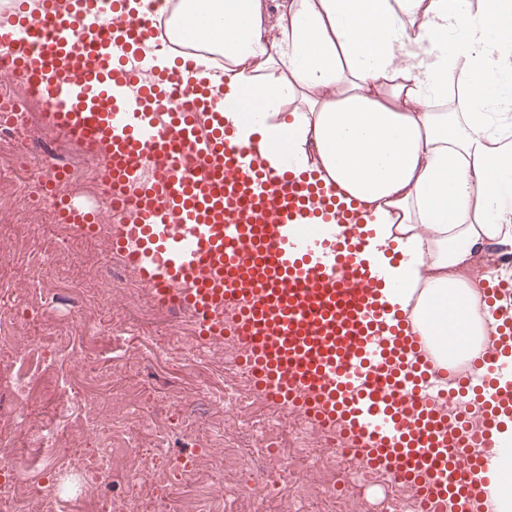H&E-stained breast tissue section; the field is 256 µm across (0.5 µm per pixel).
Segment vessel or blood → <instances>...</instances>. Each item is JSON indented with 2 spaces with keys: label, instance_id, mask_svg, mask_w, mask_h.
Listing matches in <instances>:
<instances>
[{
  "label": "vessel or blood",
  "instance_id": "1",
  "mask_svg": "<svg viewBox=\"0 0 512 512\" xmlns=\"http://www.w3.org/2000/svg\"><path fill=\"white\" fill-rule=\"evenodd\" d=\"M0 57L33 93H49L50 127L102 160L112 250L158 302L232 336L256 388L314 426L352 440L361 466H390L443 512H481L486 455L512 419V286L483 288L495 339L465 379L443 387L406 313L387 323L389 283L367 255V218L292 167L273 171L238 142L195 64L144 71L155 33L129 0H41ZM62 223L90 232L86 208L58 201ZM486 417L471 429L467 412Z\"/></svg>",
  "mask_w": 512,
  "mask_h": 512
}]
</instances>
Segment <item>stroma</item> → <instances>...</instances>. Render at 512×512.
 Here are the masks:
<instances>
[{
    "mask_svg": "<svg viewBox=\"0 0 512 512\" xmlns=\"http://www.w3.org/2000/svg\"><path fill=\"white\" fill-rule=\"evenodd\" d=\"M28 146L34 154L52 156L64 169H95L96 162L56 130L46 126L42 111L29 115ZM75 283L83 290V320L88 326L82 343L93 375L105 387H117L134 402L135 415L145 417L149 428L138 430L142 445L162 430L172 437L165 463L168 478L154 496L142 495L136 484L118 486V493L135 499L138 512H181L183 492L194 476L181 470L178 457L188 439L219 442L224 437V417L210 405L224 390V372L208 344L188 346L195 325L188 316L166 314L142 295L112 304L105 290L123 291L137 285L135 273L124 270L112 252L111 240L94 233L85 235L59 223L56 213H38L16 201L14 211L0 215V312L16 311L15 342L0 343V404L13 410L17 430L0 431V444H11L19 430L55 417L56 392L46 384L40 395L15 398L14 369L26 354L24 341L46 328L58 335L78 333V320L67 301L60 300L43 311L30 310L27 294ZM123 328L116 339L114 325ZM252 416L260 420L275 453L264 459L245 458L233 477L234 483H253L265 467L294 470V481L303 484L309 474L281 453L290 436L280 426L273 409L257 405Z\"/></svg>",
    "mask_w": 512,
    "mask_h": 512,
    "instance_id": "obj_1",
    "label": "stroma"
}]
</instances>
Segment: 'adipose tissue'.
<instances>
[{"instance_id": "1", "label": "adipose tissue", "mask_w": 512, "mask_h": 512, "mask_svg": "<svg viewBox=\"0 0 512 512\" xmlns=\"http://www.w3.org/2000/svg\"><path fill=\"white\" fill-rule=\"evenodd\" d=\"M197 77L249 95L238 126L271 169L291 159L373 217L368 254L389 309L424 336L463 327L436 362L471 359L492 331L476 313L483 257L512 253V0H181ZM464 109L444 112L453 85ZM485 512H512V453L489 457Z\"/></svg>"}]
</instances>
